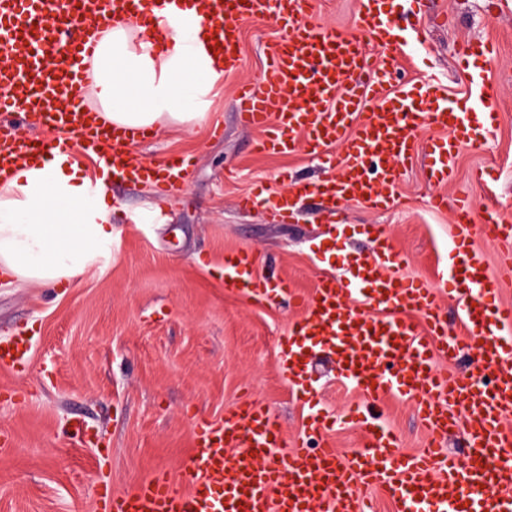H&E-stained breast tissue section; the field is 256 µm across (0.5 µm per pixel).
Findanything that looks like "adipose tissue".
<instances>
[{"label": "adipose tissue", "instance_id": "obj_1", "mask_svg": "<svg viewBox=\"0 0 512 512\" xmlns=\"http://www.w3.org/2000/svg\"><path fill=\"white\" fill-rule=\"evenodd\" d=\"M90 74L102 122L150 129L204 121L224 78L190 5L161 56L143 30L101 29ZM111 213L103 180L66 151L10 172L0 179V272L25 285L69 280L110 256Z\"/></svg>", "mask_w": 512, "mask_h": 512}]
</instances>
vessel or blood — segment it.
<instances>
[{
  "mask_svg": "<svg viewBox=\"0 0 512 512\" xmlns=\"http://www.w3.org/2000/svg\"><path fill=\"white\" fill-rule=\"evenodd\" d=\"M309 0H193L210 45L225 72L240 66V23L270 19L282 37L267 45V67L256 82L239 87L235 117L260 131L263 152L306 148L320 154L341 147L335 175L320 184L292 183L288 193L251 192L241 208L261 207L287 217L295 199L318 194L329 208L353 201L370 207L395 200L407 161L421 149L428 178L446 180L463 146L483 143L494 128L486 108L466 109L430 85L386 90L401 48L384 0H357L364 34L356 36L308 19ZM181 0H0V173L57 148L97 156L113 182L153 185L180 193L191 160L172 156L153 163L134 153L144 129L107 128L85 109L87 65L98 28L115 21L145 28L154 53L172 44ZM486 42L459 43L464 69L476 70L493 55ZM441 130L419 143L423 126ZM486 236L512 243V222L497 207L477 209L471 199L454 210L452 287L447 302L414 279L401 277L406 256L386 230L371 226L375 250L359 254L356 276L325 274L313 293L292 291L287 280L262 277L261 255L236 251L224 257V286L246 299L275 303L288 298L300 318L284 337L279 367L287 384L311 397L310 353H328L342 380L365 403L385 398L415 401L434 448L405 456L390 430L371 427L364 412L366 447L341 459L326 435L329 415L312 411L305 436L284 448L278 416L258 401L241 403L218 421L194 427V455L178 474L160 473L120 494L104 490L100 512H371L361 489L380 487L399 512H512V306L498 303L497 279L486 272L472 244L475 212ZM455 319H448V310ZM28 342L0 340V369L24 359ZM468 358L472 375L438 374L434 358ZM461 429L465 457L444 446ZM321 439L309 448L307 439Z\"/></svg>",
  "mask_w": 512,
  "mask_h": 512,
  "instance_id": "b4317fda",
  "label": "vessel or blood"
}]
</instances>
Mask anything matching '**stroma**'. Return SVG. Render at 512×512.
<instances>
[{
  "instance_id": "stroma-1",
  "label": "stroma",
  "mask_w": 512,
  "mask_h": 512,
  "mask_svg": "<svg viewBox=\"0 0 512 512\" xmlns=\"http://www.w3.org/2000/svg\"><path fill=\"white\" fill-rule=\"evenodd\" d=\"M310 14L324 26L358 28L356 0H314ZM410 24L396 57L407 80L439 85L469 106L489 98L497 107L494 132L462 149L446 185L426 180L417 151L388 207L347 204L337 212L313 195L297 200L286 220L240 210L238 197L257 186L284 194L293 177H327L322 159L305 150L255 151V133L236 123V86L257 80L264 44L283 33L273 21L246 19L241 66L210 92L206 120L160 128L135 147L156 163L191 157L181 196L112 185L111 258L63 288L0 276V339L32 334L26 362L0 371V437L11 446L0 455V512H96L104 488L128 491L155 473L178 472L191 458L196 422L221 419L248 400L277 413L285 442L301 438L308 405L278 366L281 340L299 313L225 288V252L265 256L261 275L288 277L308 294L323 272L370 250L367 229L379 224L409 258L401 275L447 291L452 213L432 210L431 195L491 197L512 211V0H427ZM464 40L497 45L478 74L456 65ZM216 123L223 132L215 137ZM478 166L493 168L490 186L472 182ZM311 380L329 415L359 400L327 358L314 362ZM381 419L402 453L427 447L414 401L389 399Z\"/></svg>"
}]
</instances>
